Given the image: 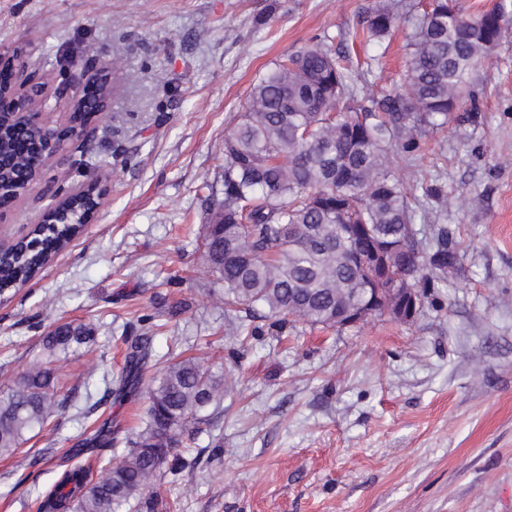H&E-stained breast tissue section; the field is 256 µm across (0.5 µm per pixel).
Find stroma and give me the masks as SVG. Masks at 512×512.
<instances>
[{
	"instance_id": "stroma-1",
	"label": "stroma",
	"mask_w": 512,
	"mask_h": 512,
	"mask_svg": "<svg viewBox=\"0 0 512 512\" xmlns=\"http://www.w3.org/2000/svg\"><path fill=\"white\" fill-rule=\"evenodd\" d=\"M372 2L0 0V49L23 47L34 67L87 54L117 66L107 120L41 174L67 188L99 176L108 207L0 297V368L13 374L41 357L50 326L93 336L57 385L63 405L0 457V512H38L75 465L122 460L146 390L115 398L113 376L122 336L146 332L154 359L181 351L236 381L170 455L167 512H512V27L470 72L473 97L448 128L424 129L398 158L417 230L446 229L457 253L413 320L260 319L241 342L208 295L202 236L223 201L224 137L259 75L327 34L352 57L357 97L405 84L411 29L400 19L384 41L363 39ZM53 203L1 210L0 239L27 236Z\"/></svg>"
}]
</instances>
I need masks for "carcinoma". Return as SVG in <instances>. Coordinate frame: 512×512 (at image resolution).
I'll return each instance as SVG.
<instances>
[{
    "label": "carcinoma",
    "instance_id": "obj_1",
    "mask_svg": "<svg viewBox=\"0 0 512 512\" xmlns=\"http://www.w3.org/2000/svg\"><path fill=\"white\" fill-rule=\"evenodd\" d=\"M400 0L369 10L366 38L382 41L394 25ZM408 85L371 105H353L350 69L330 37L273 63L252 85L247 111L224 137V201L203 238V257L224 291H212L235 313L229 335L238 337L257 318L280 328L288 320L336 326V310L357 300L363 274L336 249L340 225L354 224L367 241L375 235L405 241L390 256L416 287L424 239L418 237L410 191L397 177L393 153L418 147L419 126L448 122L466 76L481 64L512 24V0L468 16L457 0H437L430 13L409 18ZM44 141L38 131L13 130L0 120V203L35 177ZM90 200H79L35 228L24 247L0 253V295L30 281L52 255L78 234ZM456 253L441 231L430 264L447 280ZM87 325H57L43 337L44 356L29 362L0 394V457L12 456L26 435L43 428L59 407L54 381L66 376L68 355L90 339ZM151 337L130 345L117 374V392L139 384L151 363ZM232 386L200 360L173 356L147 388V426L118 464L95 476L76 466L66 472L38 512H119L155 485L178 436L206 423L202 412Z\"/></svg>",
    "mask_w": 512,
    "mask_h": 512
}]
</instances>
